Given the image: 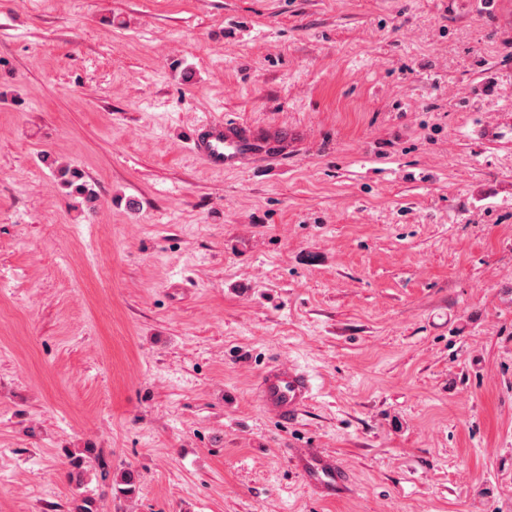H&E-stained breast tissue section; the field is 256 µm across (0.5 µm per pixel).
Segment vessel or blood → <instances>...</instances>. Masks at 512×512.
<instances>
[{"instance_id": "obj_1", "label": "vessel or blood", "mask_w": 512, "mask_h": 512, "mask_svg": "<svg viewBox=\"0 0 512 512\" xmlns=\"http://www.w3.org/2000/svg\"><path fill=\"white\" fill-rule=\"evenodd\" d=\"M199 158L208 166L227 170L252 164L261 153L279 151L276 137L251 136L235 120H200L193 137ZM256 390L260 408L269 418L284 424L297 422L313 396L311 375L302 367L280 363L264 370ZM291 466L303 476L309 489L318 497L331 499L353 491L350 472L322 448H294L288 454Z\"/></svg>"}]
</instances>
